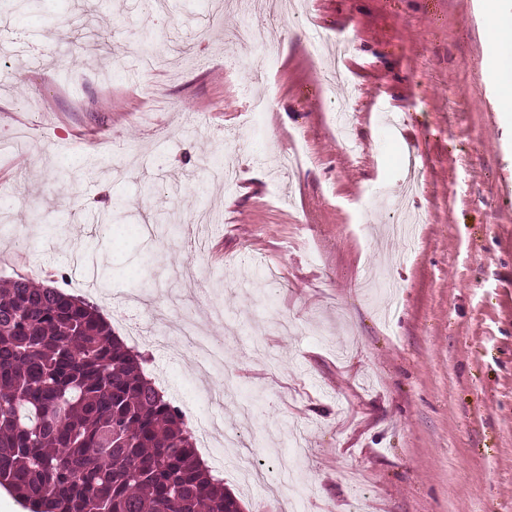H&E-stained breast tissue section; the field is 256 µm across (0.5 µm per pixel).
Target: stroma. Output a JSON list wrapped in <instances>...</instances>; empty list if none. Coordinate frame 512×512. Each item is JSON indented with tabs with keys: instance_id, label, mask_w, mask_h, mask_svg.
<instances>
[{
	"instance_id": "1",
	"label": "stroma",
	"mask_w": 512,
	"mask_h": 512,
	"mask_svg": "<svg viewBox=\"0 0 512 512\" xmlns=\"http://www.w3.org/2000/svg\"><path fill=\"white\" fill-rule=\"evenodd\" d=\"M243 4L0 12V134L17 136L0 153V279L38 265L40 283L97 304L188 426L218 431L199 455L243 512H289L288 492L242 487L231 430L296 476L299 512H512V105L487 38L512 0ZM247 23L268 30L259 79ZM147 28L163 61L149 76L132 50ZM104 71L73 95L71 74ZM287 149L301 161L279 165ZM228 155L231 183L211 167ZM118 198L137 233L92 222ZM185 320L223 372L183 361L167 329ZM228 372L236 398H210Z\"/></svg>"
}]
</instances>
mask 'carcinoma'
<instances>
[{
    "instance_id": "obj_1",
    "label": "carcinoma",
    "mask_w": 512,
    "mask_h": 512,
    "mask_svg": "<svg viewBox=\"0 0 512 512\" xmlns=\"http://www.w3.org/2000/svg\"><path fill=\"white\" fill-rule=\"evenodd\" d=\"M0 487L27 512H241L90 303L0 282Z\"/></svg>"
}]
</instances>
